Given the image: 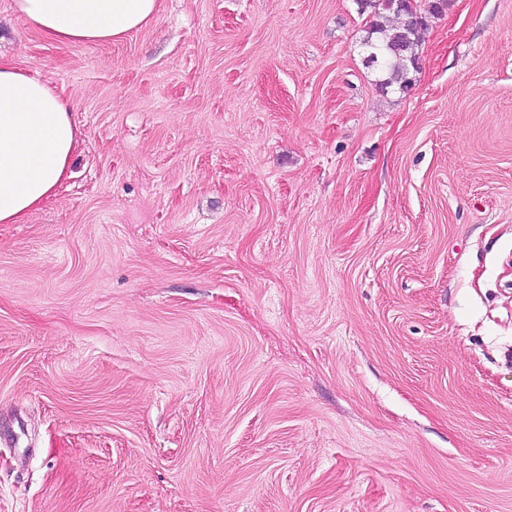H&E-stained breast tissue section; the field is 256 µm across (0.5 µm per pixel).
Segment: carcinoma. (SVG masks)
<instances>
[{
	"instance_id": "obj_1",
	"label": "carcinoma",
	"mask_w": 512,
	"mask_h": 512,
	"mask_svg": "<svg viewBox=\"0 0 512 512\" xmlns=\"http://www.w3.org/2000/svg\"><path fill=\"white\" fill-rule=\"evenodd\" d=\"M361 12H369L366 35L361 41L366 49V61L377 66V86L382 92L391 89L403 92L412 85V73L418 71L424 35L431 18L442 14L447 0H431L421 8L426 21L414 20L416 11L398 0H385L379 7L377 0H357Z\"/></svg>"
}]
</instances>
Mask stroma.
Masks as SVG:
<instances>
[{
  "instance_id": "obj_1",
  "label": "stroma",
  "mask_w": 512,
  "mask_h": 512,
  "mask_svg": "<svg viewBox=\"0 0 512 512\" xmlns=\"http://www.w3.org/2000/svg\"><path fill=\"white\" fill-rule=\"evenodd\" d=\"M367 21L0 0L81 133L0 224V512H512V0H448L405 93ZM36 32L61 43H112L148 24L157 0H13Z\"/></svg>"
}]
</instances>
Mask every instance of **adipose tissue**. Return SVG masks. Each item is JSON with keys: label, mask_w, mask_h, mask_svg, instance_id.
<instances>
[{"label": "adipose tissue", "mask_w": 512, "mask_h": 512, "mask_svg": "<svg viewBox=\"0 0 512 512\" xmlns=\"http://www.w3.org/2000/svg\"><path fill=\"white\" fill-rule=\"evenodd\" d=\"M36 32L61 43H112L148 24L158 0H13ZM64 95L0 60V223L54 198L80 132Z\"/></svg>", "instance_id": "adipose-tissue-1"}]
</instances>
